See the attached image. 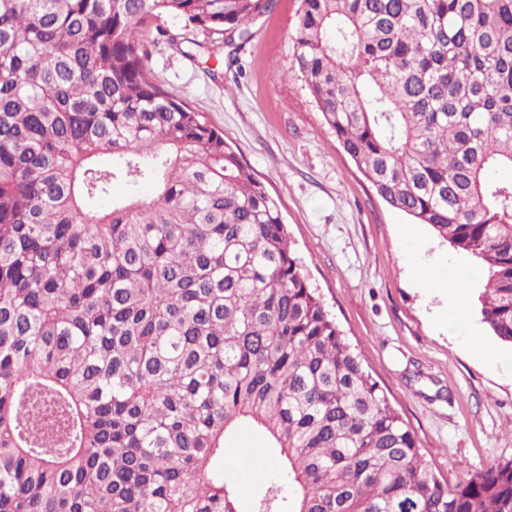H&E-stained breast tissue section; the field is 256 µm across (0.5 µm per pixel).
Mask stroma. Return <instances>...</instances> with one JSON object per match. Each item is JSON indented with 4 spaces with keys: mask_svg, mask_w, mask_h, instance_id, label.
I'll use <instances>...</instances> for the list:
<instances>
[{
    "mask_svg": "<svg viewBox=\"0 0 512 512\" xmlns=\"http://www.w3.org/2000/svg\"><path fill=\"white\" fill-rule=\"evenodd\" d=\"M297 0H278L254 36H223L174 16L143 34L155 79L203 113L277 200L293 248L348 342L414 431L437 473L456 480L512 460V347L492 365L461 341L482 328L479 261L419 226L433 276L461 289L465 315L415 283L401 234L408 216L386 205L343 152L293 68Z\"/></svg>",
    "mask_w": 512,
    "mask_h": 512,
    "instance_id": "1",
    "label": "stroma"
}]
</instances>
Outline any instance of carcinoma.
<instances>
[{
	"label": "carcinoma",
	"instance_id": "obj_1",
	"mask_svg": "<svg viewBox=\"0 0 512 512\" xmlns=\"http://www.w3.org/2000/svg\"><path fill=\"white\" fill-rule=\"evenodd\" d=\"M294 65L377 195L481 260L512 345V0H298ZM276 0H0V512H512L453 484L346 342L240 154L139 27L253 37ZM110 157L103 164L100 158ZM116 181L151 197L114 199ZM228 446L231 448H227L225 450V456H228L232 460L226 458V467L228 475L238 486L240 498L239 510L240 512H251L252 499L261 489L262 484L269 479L270 474L266 473L265 476L248 485L241 481V479L244 481H250L256 475L255 469L250 461L247 448H249L250 454L257 466H261L266 464L269 460L267 457L266 442L254 430L243 429L228 443Z\"/></svg>",
	"mask_w": 512,
	"mask_h": 512
}]
</instances>
